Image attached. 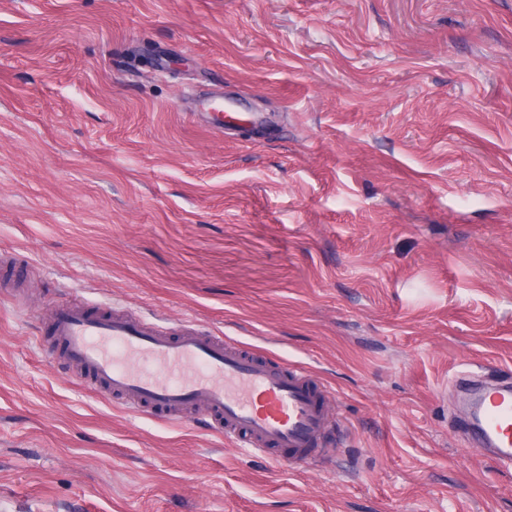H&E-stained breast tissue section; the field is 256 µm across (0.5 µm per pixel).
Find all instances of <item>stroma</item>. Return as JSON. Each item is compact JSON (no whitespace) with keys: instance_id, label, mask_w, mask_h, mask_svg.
<instances>
[{"instance_id":"1","label":"stroma","mask_w":512,"mask_h":512,"mask_svg":"<svg viewBox=\"0 0 512 512\" xmlns=\"http://www.w3.org/2000/svg\"><path fill=\"white\" fill-rule=\"evenodd\" d=\"M1 252L0 512H512L454 429L512 382V0H0ZM80 301L310 369L322 455L93 395ZM203 109L206 112H197L199 117H202L209 123L208 119L216 122L222 133H225L230 126H239L243 123L250 122L245 113L233 112L224 106L223 99L206 100L202 103Z\"/></svg>"}]
</instances>
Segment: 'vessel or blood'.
<instances>
[{"instance_id":"1","label":"vessel or blood","mask_w":512,"mask_h":512,"mask_svg":"<svg viewBox=\"0 0 512 512\" xmlns=\"http://www.w3.org/2000/svg\"><path fill=\"white\" fill-rule=\"evenodd\" d=\"M203 109L223 131L246 121L220 99L204 101ZM47 326L54 359L77 367L91 391L128 409L169 416L197 407L216 432L261 452L276 450V462L291 466L322 452L335 396L299 368L193 329L174 336L112 308L62 304ZM460 380L475 391L467 432L512 462V388L474 383L466 374Z\"/></svg>"}]
</instances>
